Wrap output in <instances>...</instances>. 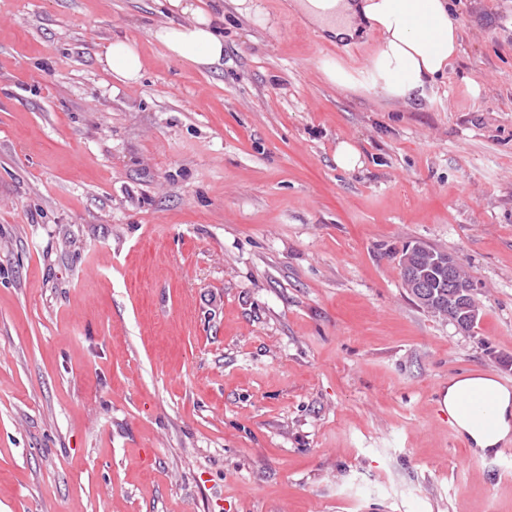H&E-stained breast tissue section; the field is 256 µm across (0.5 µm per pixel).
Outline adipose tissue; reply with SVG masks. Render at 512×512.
Returning a JSON list of instances; mask_svg holds the SVG:
<instances>
[{
	"label": "adipose tissue",
	"mask_w": 512,
	"mask_h": 512,
	"mask_svg": "<svg viewBox=\"0 0 512 512\" xmlns=\"http://www.w3.org/2000/svg\"><path fill=\"white\" fill-rule=\"evenodd\" d=\"M291 9L307 25L339 38H353L367 27L376 30L380 40L369 59L364 86L394 101L406 102L423 93L459 48L448 0H293ZM153 37L173 58L202 66L224 62V39L211 17L198 15L187 24L161 26ZM99 61L122 81L133 83L142 76L141 55L127 41L110 42ZM476 386H491L497 393V421L482 432L471 430L456 415L459 397ZM443 403L456 416L460 431L482 452L494 451L512 433V391L493 379L459 378L449 385Z\"/></svg>",
	"instance_id": "obj_1"
}]
</instances>
